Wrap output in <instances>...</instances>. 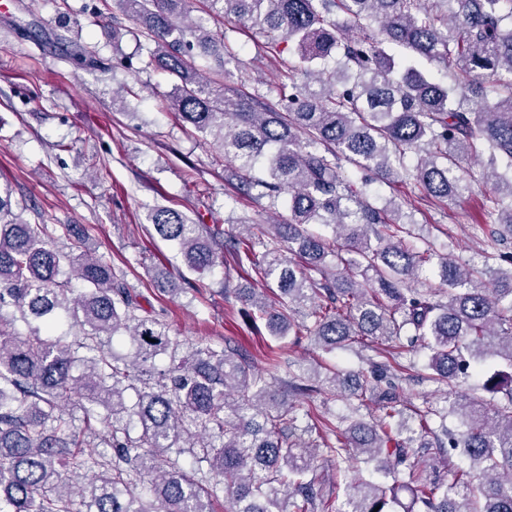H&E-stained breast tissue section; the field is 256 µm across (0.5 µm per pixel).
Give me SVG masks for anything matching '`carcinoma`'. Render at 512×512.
Here are the masks:
<instances>
[{
	"label": "carcinoma",
	"mask_w": 512,
	"mask_h": 512,
	"mask_svg": "<svg viewBox=\"0 0 512 512\" xmlns=\"http://www.w3.org/2000/svg\"><path fill=\"white\" fill-rule=\"evenodd\" d=\"M115 4L133 27L114 35L154 43L147 65L174 82L169 107L235 163L237 193L290 213L286 224H244L228 237L159 207L156 233L199 275L227 252L276 283L287 298L278 309L262 290L239 291L275 337L325 353L392 345L360 372L297 365L293 393L318 394L325 407L353 399L337 422L307 425L305 438L275 388L281 364L259 369L238 348L197 346L150 384L155 359L177 348L169 325L140 314L141 294L87 246L82 227L30 224L0 187V512H214L220 492L226 512H512V203L503 206L512 200V0ZM226 14L250 24L284 78L278 104L224 83L237 52L210 22ZM57 43L62 59L97 64L94 48L66 35ZM284 43L294 48L287 60ZM421 60L448 82L425 76ZM468 162L481 164L489 188L480 267L416 248L401 209L378 207L367 190L370 174L407 176L451 206L473 194ZM435 258L441 287H415ZM105 336L127 338L133 355L117 357ZM418 346L428 350L422 377L444 386L440 408L401 398ZM489 357L509 368L483 380L490 399L457 391ZM100 407L112 414L105 432L94 427ZM450 415L461 429L448 428ZM101 445L111 454L95 453ZM426 448L455 451L468 467L450 471L445 457L428 473L412 461ZM186 452L190 476L179 466ZM327 460L338 483L361 466L392 483L349 482L337 506L318 474Z\"/></svg>",
	"instance_id": "cac0c4a2"
}]
</instances>
